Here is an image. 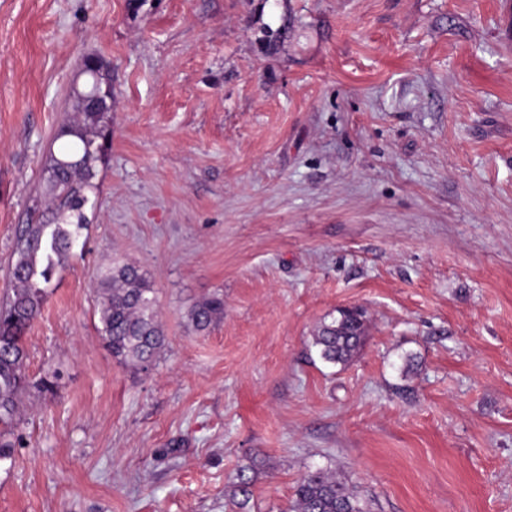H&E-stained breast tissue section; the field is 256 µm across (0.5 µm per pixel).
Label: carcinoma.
<instances>
[{
	"label": "carcinoma",
	"mask_w": 512,
	"mask_h": 512,
	"mask_svg": "<svg viewBox=\"0 0 512 512\" xmlns=\"http://www.w3.org/2000/svg\"><path fill=\"white\" fill-rule=\"evenodd\" d=\"M84 89L73 91L75 115L58 130L57 151L50 153L48 183L53 203L30 209L18 229L9 269L11 293L0 301V461L10 458L8 439L19 420L23 397L31 383L26 375L24 335L40 315L54 275L77 256L74 245L88 221L84 208L98 189L93 179L105 163L112 136V75L101 59L84 60ZM100 332L112 356L125 364L148 367L164 344L154 288L139 267L114 263L100 271L96 282ZM224 316V297L197 303L190 319L204 331ZM319 357L348 364L366 339L365 312L341 308L312 336ZM250 482L240 478L225 507L246 512ZM288 512H368L346 482L321 469L298 484Z\"/></svg>",
	"instance_id": "obj_1"
}]
</instances>
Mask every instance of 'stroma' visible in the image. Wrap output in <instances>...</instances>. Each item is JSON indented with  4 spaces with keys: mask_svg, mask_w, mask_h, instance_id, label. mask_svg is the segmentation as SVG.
Listing matches in <instances>:
<instances>
[{
    "mask_svg": "<svg viewBox=\"0 0 512 512\" xmlns=\"http://www.w3.org/2000/svg\"><path fill=\"white\" fill-rule=\"evenodd\" d=\"M88 56L112 137L0 512H224L242 476L284 512L317 469L370 512H512V0H0V294ZM115 259L155 289L145 369L96 329ZM224 316V297L214 295L197 303L190 312L196 330L204 331ZM336 312L337 316L317 328L312 344L323 361L346 365L365 342V312L359 308H341Z\"/></svg>",
    "mask_w": 512,
    "mask_h": 512,
    "instance_id": "obj_1",
    "label": "stroma"
}]
</instances>
